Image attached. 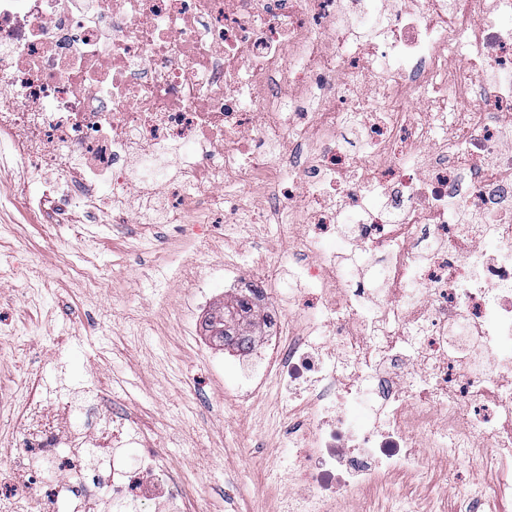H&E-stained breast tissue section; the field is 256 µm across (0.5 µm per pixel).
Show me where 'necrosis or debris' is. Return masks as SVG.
I'll return each mask as SVG.
<instances>
[{
    "label": "necrosis or debris",
    "mask_w": 512,
    "mask_h": 512,
    "mask_svg": "<svg viewBox=\"0 0 512 512\" xmlns=\"http://www.w3.org/2000/svg\"><path fill=\"white\" fill-rule=\"evenodd\" d=\"M0 157L116 224L254 197L250 223L295 226L294 301L237 375L309 410L282 512L476 444L499 475L469 512L512 495V0H0ZM77 408L32 375L0 512H188L135 422Z\"/></svg>",
    "instance_id": "4bbe7bcc"
}]
</instances>
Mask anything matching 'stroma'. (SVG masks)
<instances>
[{
  "mask_svg": "<svg viewBox=\"0 0 512 512\" xmlns=\"http://www.w3.org/2000/svg\"><path fill=\"white\" fill-rule=\"evenodd\" d=\"M23 181L0 163V434L31 371L59 368L146 428L184 471L194 512H274L288 489L283 404L270 386L240 397L246 358L206 324L229 289L225 266L280 247L276 225H228L202 250L176 224L99 227L79 211L40 224ZM494 480L478 447L466 461L428 460L422 478H387L421 512H458Z\"/></svg>",
  "mask_w": 512,
  "mask_h": 512,
  "instance_id": "stroma-1",
  "label": "stroma"
}]
</instances>
